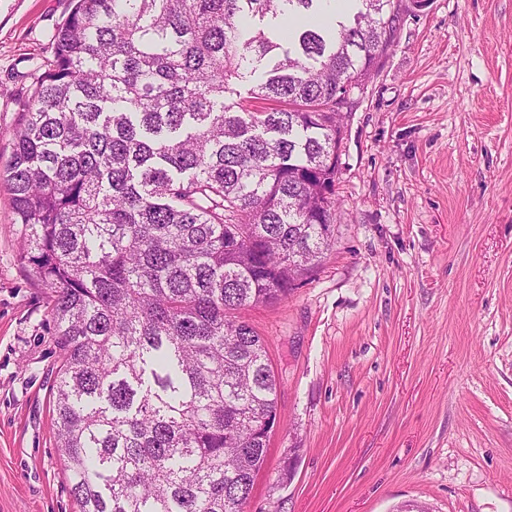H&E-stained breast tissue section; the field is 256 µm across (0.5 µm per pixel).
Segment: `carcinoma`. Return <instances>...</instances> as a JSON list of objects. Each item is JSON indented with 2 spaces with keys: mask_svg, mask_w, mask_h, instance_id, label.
Listing matches in <instances>:
<instances>
[{
  "mask_svg": "<svg viewBox=\"0 0 512 512\" xmlns=\"http://www.w3.org/2000/svg\"><path fill=\"white\" fill-rule=\"evenodd\" d=\"M322 2L73 0L54 33L6 179L53 296L79 512H244L281 382L236 313L287 298L335 241L338 106L404 10L300 21Z\"/></svg>",
  "mask_w": 512,
  "mask_h": 512,
  "instance_id": "cac0c4a2",
  "label": "carcinoma"
}]
</instances>
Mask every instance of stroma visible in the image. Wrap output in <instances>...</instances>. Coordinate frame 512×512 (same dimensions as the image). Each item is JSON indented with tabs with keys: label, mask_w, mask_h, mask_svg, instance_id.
I'll list each match as a JSON object with an SVG mask.
<instances>
[{
	"label": "stroma",
	"mask_w": 512,
	"mask_h": 512,
	"mask_svg": "<svg viewBox=\"0 0 512 512\" xmlns=\"http://www.w3.org/2000/svg\"><path fill=\"white\" fill-rule=\"evenodd\" d=\"M72 0H0V512H79L52 294L3 173ZM346 114L336 240L241 310L281 381L245 512H512V0L403 13Z\"/></svg>",
	"instance_id": "obj_1"
}]
</instances>
